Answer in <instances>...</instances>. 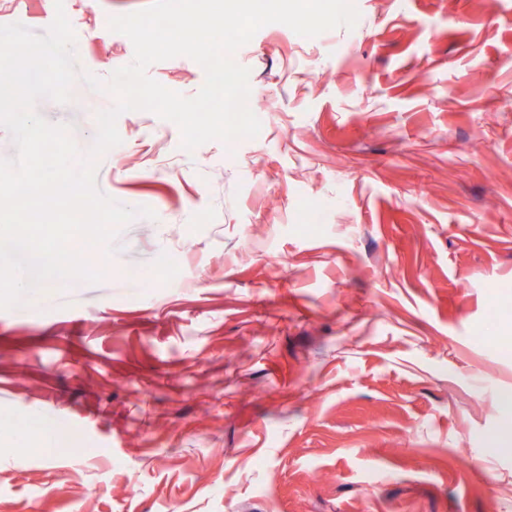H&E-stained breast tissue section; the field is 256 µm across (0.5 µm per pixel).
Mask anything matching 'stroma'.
<instances>
[{"mask_svg": "<svg viewBox=\"0 0 512 512\" xmlns=\"http://www.w3.org/2000/svg\"><path fill=\"white\" fill-rule=\"evenodd\" d=\"M149 2L64 0L78 68L130 64L108 22ZM353 2L235 52L254 138L119 116L97 186L156 216L119 279L0 310V512H512V0ZM31 15L54 0H0ZM110 101L35 110L85 152Z\"/></svg>", "mask_w": 512, "mask_h": 512, "instance_id": "stroma-1", "label": "stroma"}]
</instances>
